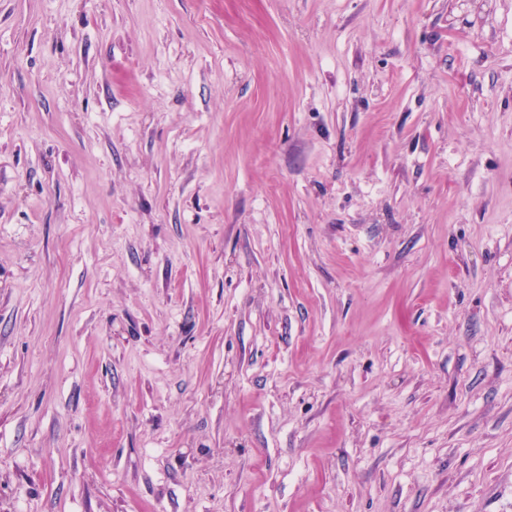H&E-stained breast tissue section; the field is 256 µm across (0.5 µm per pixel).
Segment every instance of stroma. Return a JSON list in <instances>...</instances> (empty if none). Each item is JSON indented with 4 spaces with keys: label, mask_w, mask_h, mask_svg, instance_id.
Here are the masks:
<instances>
[{
    "label": "stroma",
    "mask_w": 512,
    "mask_h": 512,
    "mask_svg": "<svg viewBox=\"0 0 512 512\" xmlns=\"http://www.w3.org/2000/svg\"><path fill=\"white\" fill-rule=\"evenodd\" d=\"M0 512H512V0H0Z\"/></svg>",
    "instance_id": "stroma-1"
}]
</instances>
